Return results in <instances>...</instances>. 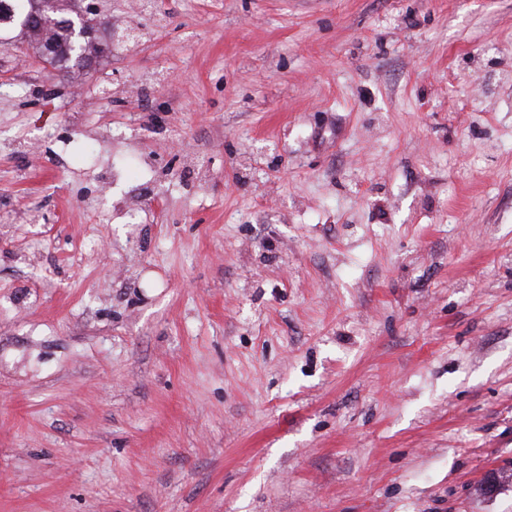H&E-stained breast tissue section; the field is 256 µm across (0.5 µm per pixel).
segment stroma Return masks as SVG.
Returning a JSON list of instances; mask_svg holds the SVG:
<instances>
[{"instance_id": "obj_1", "label": "stroma", "mask_w": 512, "mask_h": 512, "mask_svg": "<svg viewBox=\"0 0 512 512\" xmlns=\"http://www.w3.org/2000/svg\"><path fill=\"white\" fill-rule=\"evenodd\" d=\"M0 46V512H512V0H106ZM12 6L15 11L14 22L19 26L21 39L34 49L35 53L49 65L62 67L67 73L84 72L99 51L96 44L90 46L88 56L80 58L77 50L71 48L77 42L80 18L89 14L88 5L80 0H0V21L2 3ZM71 21L76 23L73 29ZM76 31V34H75ZM53 49L48 52L49 48Z\"/></svg>"}]
</instances>
